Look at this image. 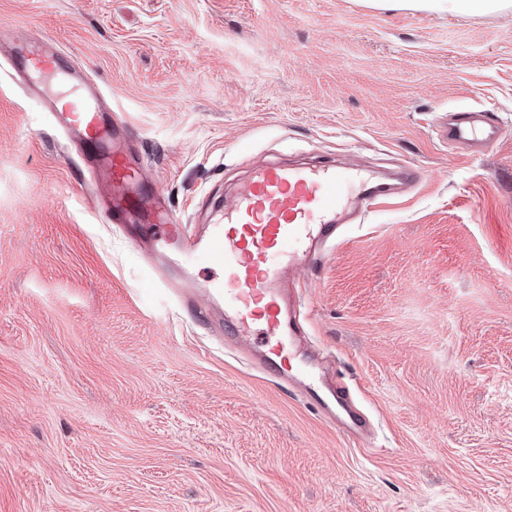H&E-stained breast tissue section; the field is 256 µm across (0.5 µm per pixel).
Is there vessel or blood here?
<instances>
[{
  "mask_svg": "<svg viewBox=\"0 0 512 512\" xmlns=\"http://www.w3.org/2000/svg\"><path fill=\"white\" fill-rule=\"evenodd\" d=\"M16 75L27 82L35 76L59 73L78 92L75 104L47 103L55 127L94 145L100 166L94 175L105 187L111 206L103 214L109 224L124 223L136 214L151 238L172 245L178 265L186 269L175 294L190 316H198V290H205L224 309V335L243 344L260 336L258 368L283 379L308 406L335 416L343 432L369 433L371 425L358 414L345 386L327 392L309 363L298 358L300 329L289 317L285 275L306 264L314 246L335 240L338 224L351 195L361 204L389 198L390 192L372 185L360 166H258L230 205L213 210L208 231L198 237L161 202L159 189L146 185L141 164L130 161L119 143V129L109 107L87 71L64 65L59 52L44 44L15 41L6 50ZM448 141L488 148L503 136L499 124L483 112L452 117L443 127ZM201 258L214 271L198 280L185 263Z\"/></svg>",
  "mask_w": 512,
  "mask_h": 512,
  "instance_id": "vessel-or-blood-1",
  "label": "vessel or blood"
}]
</instances>
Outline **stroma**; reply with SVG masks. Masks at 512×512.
Instances as JSON below:
<instances>
[{
    "label": "stroma",
    "mask_w": 512,
    "mask_h": 512,
    "mask_svg": "<svg viewBox=\"0 0 512 512\" xmlns=\"http://www.w3.org/2000/svg\"><path fill=\"white\" fill-rule=\"evenodd\" d=\"M89 70L190 231L260 161L419 169L294 275L345 438L153 286L0 58V512H512V0H0ZM485 111L479 153L437 135ZM404 2H427L426 5L432 9L439 8L442 4L454 9L459 8L470 14H485L501 8L502 0H427V1H404Z\"/></svg>",
    "instance_id": "1"
}]
</instances>
